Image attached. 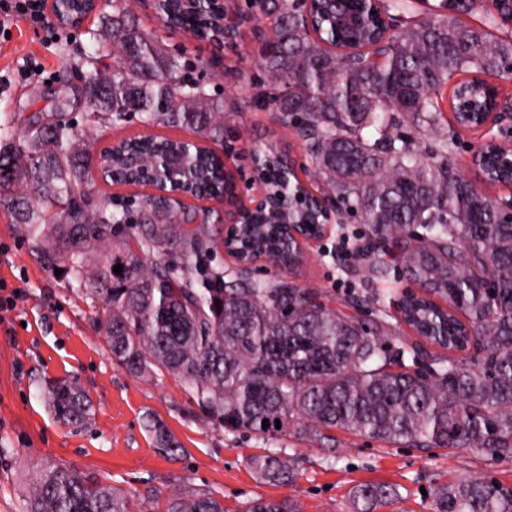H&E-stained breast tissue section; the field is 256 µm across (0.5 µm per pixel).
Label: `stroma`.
Masks as SVG:
<instances>
[{
	"label": "stroma",
	"mask_w": 512,
	"mask_h": 512,
	"mask_svg": "<svg viewBox=\"0 0 512 512\" xmlns=\"http://www.w3.org/2000/svg\"><path fill=\"white\" fill-rule=\"evenodd\" d=\"M130 8L167 49L195 63V77L223 102L231 165L250 167L256 151L274 145L292 157L297 170L306 168V144L295 129L282 127L273 105L251 97L252 84L263 76L262 48L273 20L253 18L236 45L217 51L185 30L165 28L146 0H132ZM97 25V16H90L52 41L26 16L0 10V122L21 129L32 113L47 111L50 98L74 91L81 57L97 52L89 35ZM89 110L87 103L75 102L71 118L92 151L136 134L194 137L188 129L149 125L137 115L116 126H89ZM362 272L356 251L332 234L286 276L328 296L330 307L341 310L360 290ZM102 314L101 304L88 299L69 275L47 268L0 200V512H22L33 467L53 462L128 492L133 512H162L177 491L215 496L228 512H246L260 497L292 500L300 512H360L354 492L365 484L394 491L374 512H434L435 490L460 478L512 488V456L405 448L340 429L328 449L292 431L266 438L215 428L178 379L138 378L113 362L97 331ZM56 379L75 380L88 393L94 413L88 426L63 425L50 411L44 386ZM150 415L181 442V455L169 457L155 448L146 428ZM273 448L294 457L292 481L263 483L250 468V456Z\"/></svg>",
	"instance_id": "stroma-1"
}]
</instances>
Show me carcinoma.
<instances>
[{
    "mask_svg": "<svg viewBox=\"0 0 512 512\" xmlns=\"http://www.w3.org/2000/svg\"><path fill=\"white\" fill-rule=\"evenodd\" d=\"M316 20L331 33L330 0H316ZM112 7L107 12L106 7ZM485 0H440L439 14L393 34L374 53L338 56L294 18L291 0H254L257 15L279 20L263 54L269 83L285 88L275 111L306 139L321 194L368 225L356 248L367 280L402 276L425 295L396 301L402 321L431 344L473 352L431 353L405 337L391 338L385 318L363 308L380 298L355 293L351 312L329 308L315 290L249 270L224 280L214 263L224 237L210 211L167 197L140 206L141 222L111 195L89 204V152L68 118L69 96L35 112L13 137H0V199L51 269L60 266L103 304L98 324L112 359L137 377L180 379L217 428L264 436L299 430L334 443L342 429L406 448H468L512 455V222L497 200L448 161L455 132L422 154L402 127L437 125L431 94L456 75L512 78V39L492 38L456 22L457 13L487 9ZM197 39L212 36L216 17L184 9L182 0H152ZM92 39L112 52L101 69L93 58L83 93L87 121L117 122L138 112L156 125L187 127L200 141L128 137L102 164L135 177L155 160L183 149L187 165L209 172L224 140V104L185 76L182 56L163 48L130 19L125 0H106ZM236 246L284 266L279 233L253 225ZM122 265L117 275L113 267ZM220 305H215V301ZM49 405L64 424L86 426L91 404L66 379L48 384ZM269 427H262L263 420ZM281 428H276L275 420ZM155 447L181 444L162 422L148 424ZM262 480L292 479L294 459L282 450L249 457ZM390 495L382 485L355 492L364 512ZM131 496L61 464L34 471L22 512H132ZM166 512H226L205 494L169 497ZM246 512H296L293 502L259 499ZM434 512H512V489L480 478L441 487Z\"/></svg>",
    "mask_w": 512,
    "mask_h": 512,
    "instance_id": "obj_1",
    "label": "carcinoma"
}]
</instances>
